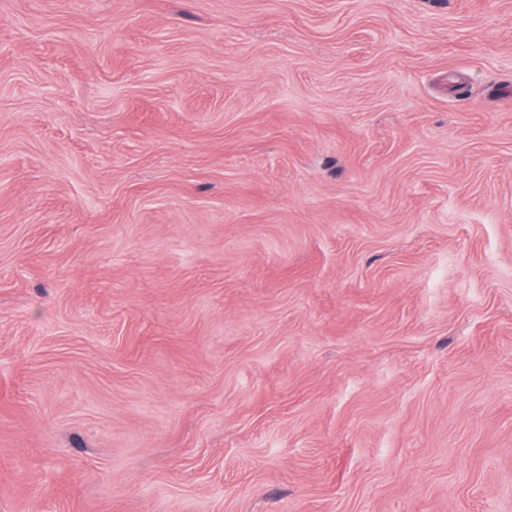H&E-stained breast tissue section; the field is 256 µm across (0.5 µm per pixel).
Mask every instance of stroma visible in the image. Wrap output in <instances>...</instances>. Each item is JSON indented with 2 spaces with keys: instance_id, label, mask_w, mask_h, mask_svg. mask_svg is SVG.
Segmentation results:
<instances>
[{
  "instance_id": "obj_1",
  "label": "stroma",
  "mask_w": 512,
  "mask_h": 512,
  "mask_svg": "<svg viewBox=\"0 0 512 512\" xmlns=\"http://www.w3.org/2000/svg\"><path fill=\"white\" fill-rule=\"evenodd\" d=\"M0 512H512V0H0Z\"/></svg>"
}]
</instances>
